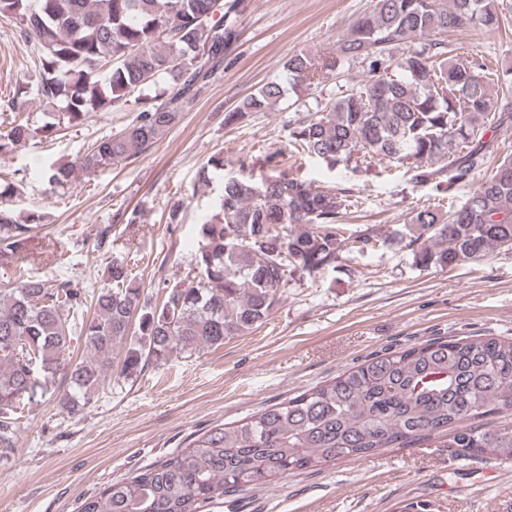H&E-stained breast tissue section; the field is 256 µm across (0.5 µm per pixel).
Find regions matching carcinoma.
<instances>
[{"mask_svg": "<svg viewBox=\"0 0 512 512\" xmlns=\"http://www.w3.org/2000/svg\"><path fill=\"white\" fill-rule=\"evenodd\" d=\"M249 0H0V17L41 53L34 78L14 87L7 106L23 112L58 107L45 136L92 112L118 107L134 93L142 106L120 131L91 151L52 166L46 191L126 161L152 147L179 121L224 66L241 37ZM473 26L495 31V0H376L330 55L297 53L285 63L288 84L310 86L344 64L362 65L353 83L323 109L288 130L291 153L334 168L350 163L404 167L417 186H431L448 210L421 208L395 232L413 264L442 269L512 250V157L489 168L497 149L487 132L512 125V65L489 69L483 57L448 56L442 34ZM210 55L196 62L197 52ZM168 88L144 91L160 81ZM285 85L271 80L225 113L224 124L277 106ZM32 135L18 121L0 133V154ZM491 170L461 203L456 191ZM358 206L346 192L285 173L258 180L229 175L214 212L199 225L201 247L192 284L167 287L160 303L139 285L131 258L116 257L87 297L70 279L32 276L21 254L40 223L0 206V260L14 281L0 288V456L15 448L25 406L68 381L58 404L75 415L112 360L124 377L176 351L219 347L262 326L289 278L310 277L336 263L344 218ZM385 239L357 232L352 248L375 252ZM90 356L72 361L75 334ZM512 409V339H432L365 360L336 378L235 423L215 426L184 448L83 500L79 512H205L224 493L270 482L380 448L436 443L463 459L512 461V424L478 421Z\"/></svg>", "mask_w": 512, "mask_h": 512, "instance_id": "cac0c4a2", "label": "carcinoma"}]
</instances>
